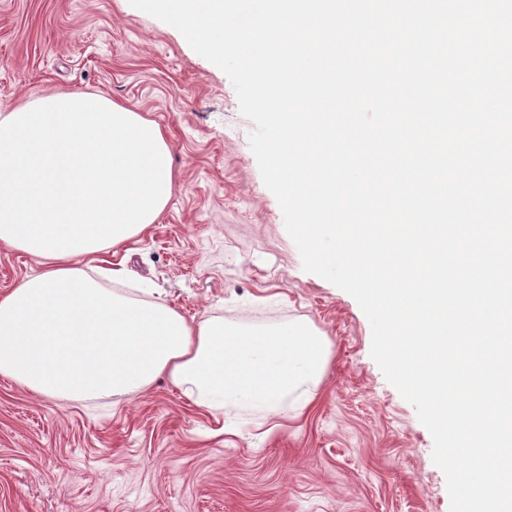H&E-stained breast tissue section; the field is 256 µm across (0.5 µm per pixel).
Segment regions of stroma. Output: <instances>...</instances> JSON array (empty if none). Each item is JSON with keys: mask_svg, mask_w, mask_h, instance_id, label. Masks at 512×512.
<instances>
[{"mask_svg": "<svg viewBox=\"0 0 512 512\" xmlns=\"http://www.w3.org/2000/svg\"><path fill=\"white\" fill-rule=\"evenodd\" d=\"M101 94L156 122L172 196L115 286L186 319L300 321L332 343L305 408L207 410L162 378L62 406L0 378V512H449L433 440L371 357L357 301L305 272L227 75L129 0H0V114Z\"/></svg>", "mask_w": 512, "mask_h": 512, "instance_id": "35a3bbf8", "label": "stroma"}]
</instances>
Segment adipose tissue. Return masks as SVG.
Returning <instances> with one entry per match:
<instances>
[{
    "instance_id": "adipose-tissue-1",
    "label": "adipose tissue",
    "mask_w": 512,
    "mask_h": 512,
    "mask_svg": "<svg viewBox=\"0 0 512 512\" xmlns=\"http://www.w3.org/2000/svg\"><path fill=\"white\" fill-rule=\"evenodd\" d=\"M172 181L162 129L106 97L57 93L0 114V245L39 266L0 296L1 378L61 402L133 395L163 376L211 410L313 398L330 343L307 325L191 324L106 287L114 270L78 265L153 224Z\"/></svg>"
}]
</instances>
